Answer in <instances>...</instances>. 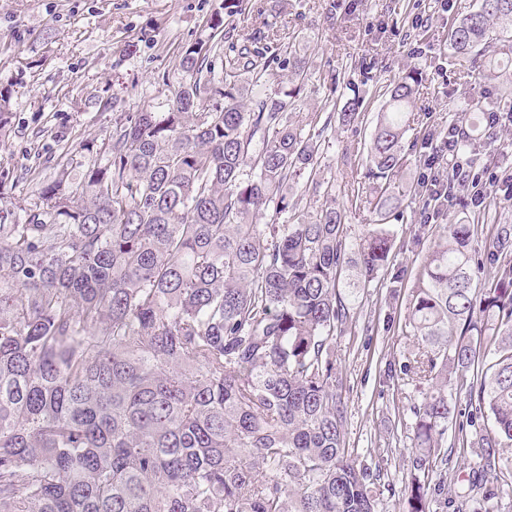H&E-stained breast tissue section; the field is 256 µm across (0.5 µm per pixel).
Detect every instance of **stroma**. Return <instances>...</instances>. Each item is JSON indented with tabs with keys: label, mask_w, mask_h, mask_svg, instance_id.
Segmentation results:
<instances>
[{
	"label": "stroma",
	"mask_w": 512,
	"mask_h": 512,
	"mask_svg": "<svg viewBox=\"0 0 512 512\" xmlns=\"http://www.w3.org/2000/svg\"><path fill=\"white\" fill-rule=\"evenodd\" d=\"M224 0H0V89L11 92V121L0 130V175L14 196L29 197L32 180L47 177L78 145L98 141L117 112H160L177 88L179 50L208 39L207 21ZM477 0H243L229 20L233 36L212 57L224 65L243 46L265 34L291 39L309 58L314 77L294 115L305 122L321 112L326 93L337 104L361 97L353 124L332 120L328 151L319 161L318 190L297 187L302 207L316 212L326 201L345 211L351 241L373 217L357 198L369 192L365 159L383 92L406 72L421 77L414 110L424 116L405 136L415 157L406 175L418 184L423 162L442 150L449 124L470 128L464 100L484 111L501 110V85L467 84L448 50V26L475 10ZM474 148L458 156L460 169L482 175L512 168V128L479 130ZM428 191H420L392 222L396 238L379 282L361 290L353 322L336 339L338 391L347 408L345 443L357 462L380 470L383 490L377 512H400L413 439L411 410L423 394L394 372L404 364L414 338L405 325L406 299L427 257L420 234ZM409 277L395 281L399 270ZM466 398L455 394L444 444L449 451L441 485L431 490V512H455L448 502L465 485L475 459L464 452L460 426Z\"/></svg>",
	"instance_id": "stroma-1"
}]
</instances>
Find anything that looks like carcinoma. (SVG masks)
Instances as JSON below:
<instances>
[{
  "mask_svg": "<svg viewBox=\"0 0 512 512\" xmlns=\"http://www.w3.org/2000/svg\"><path fill=\"white\" fill-rule=\"evenodd\" d=\"M241 2L178 55L166 111L118 113L83 146L95 158L57 165L33 203L0 179V512H376L373 472L345 448L334 341L388 265L386 220L418 191L400 189L418 72L384 92L360 199L377 223L353 243L341 210L292 200L301 179L321 186L323 130L292 120L309 60L277 43L287 90L268 91L248 49L212 76ZM448 49L469 63L462 78L497 79L512 0H478ZM488 221L448 215L412 280L404 374L423 401L405 512H430L454 391L477 460L458 512H498L483 489L512 469V224L480 250Z\"/></svg>",
  "mask_w": 512,
  "mask_h": 512,
  "instance_id": "cac0c4a2",
  "label": "carcinoma"
}]
</instances>
